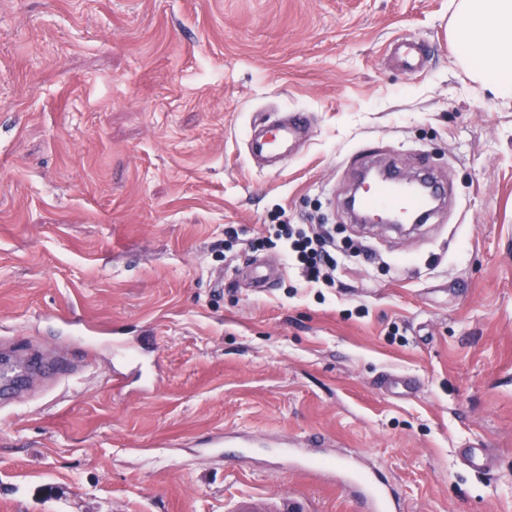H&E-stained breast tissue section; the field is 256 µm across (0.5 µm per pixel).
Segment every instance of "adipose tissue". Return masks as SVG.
Returning <instances> with one entry per match:
<instances>
[{
    "mask_svg": "<svg viewBox=\"0 0 512 512\" xmlns=\"http://www.w3.org/2000/svg\"><path fill=\"white\" fill-rule=\"evenodd\" d=\"M449 35L476 82L512 96V0H458Z\"/></svg>",
    "mask_w": 512,
    "mask_h": 512,
    "instance_id": "ef3b65f1",
    "label": "adipose tissue"
}]
</instances>
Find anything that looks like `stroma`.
Here are the masks:
<instances>
[{"instance_id":"35a3bbf8","label":"stroma","mask_w":512,"mask_h":512,"mask_svg":"<svg viewBox=\"0 0 512 512\" xmlns=\"http://www.w3.org/2000/svg\"><path fill=\"white\" fill-rule=\"evenodd\" d=\"M451 2L0 0V339L75 361L0 408V512H228L282 490L354 512L276 456L225 458V430L322 434L406 512H512V98L459 63ZM404 32L431 49L421 71L388 59ZM295 109L301 153L248 163L254 114ZM369 144L452 185L438 223L351 222ZM271 224L366 252L309 284L283 246L251 249ZM258 256L283 270L255 296L238 273ZM476 441L485 474L457 460Z\"/></svg>"}]
</instances>
